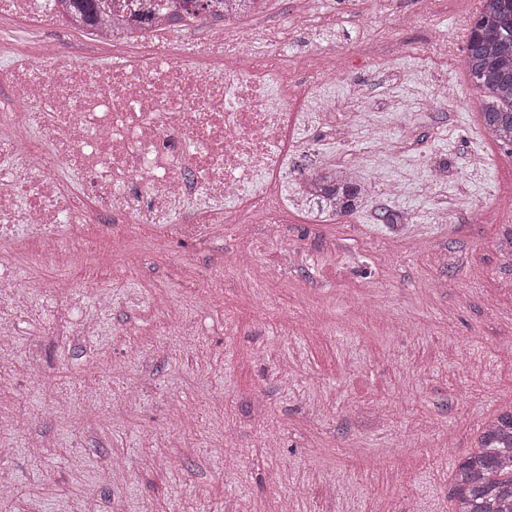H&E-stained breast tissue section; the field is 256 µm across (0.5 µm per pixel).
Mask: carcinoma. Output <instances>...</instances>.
Segmentation results:
<instances>
[{"label": "carcinoma", "mask_w": 512, "mask_h": 512, "mask_svg": "<svg viewBox=\"0 0 512 512\" xmlns=\"http://www.w3.org/2000/svg\"><path fill=\"white\" fill-rule=\"evenodd\" d=\"M481 98V121L492 141L512 146V0H487L473 20L463 59ZM311 181L326 183L323 203L337 215L351 214L366 194L357 175L320 169ZM477 451L450 476L453 512H512V405L483 426Z\"/></svg>", "instance_id": "cac0c4a2"}]
</instances>
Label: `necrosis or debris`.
I'll use <instances>...</instances> for the list:
<instances>
[{
    "mask_svg": "<svg viewBox=\"0 0 512 512\" xmlns=\"http://www.w3.org/2000/svg\"><path fill=\"white\" fill-rule=\"evenodd\" d=\"M266 0H213L190 21L188 0H0V19L36 37L51 24L90 34L83 54L35 50L0 56V362L19 318L42 305L51 329L98 334L70 271L87 250L79 224H145L154 249L232 226L243 241L232 264L252 263L250 242L280 246L292 202L281 183L298 130L315 112L297 104L348 73V57L312 63L282 53L311 27L320 0L264 22Z\"/></svg>",
    "mask_w": 512,
    "mask_h": 512,
    "instance_id": "4bbe7bcc",
    "label": "necrosis or debris"
}]
</instances>
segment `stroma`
<instances>
[{
	"instance_id": "1",
	"label": "stroma",
	"mask_w": 512,
	"mask_h": 512,
	"mask_svg": "<svg viewBox=\"0 0 512 512\" xmlns=\"http://www.w3.org/2000/svg\"><path fill=\"white\" fill-rule=\"evenodd\" d=\"M335 24L316 23L288 44V55L350 48L348 78L325 89L332 106L308 135L324 161L370 167L361 144H342L336 129L394 113L391 177L416 180L447 163L446 183L431 193L394 197L371 176L360 209L328 224L309 206L289 210L284 233L300 247L301 266L278 271V248L254 243L245 269H225L239 240L223 235L174 242L167 254L145 252L137 280L113 289L108 328L112 357L126 376H101L105 402L58 418L42 407L28 374L37 364L48 383L91 375L101 339L71 345L36 323L20 326L15 358L0 368V387L16 395L21 424L14 449L0 456L15 495L0 512H68L87 494L100 512H451L448 476L474 447L485 422L512 401V263L498 241L512 225V148L486 138L480 96L462 58L481 0H391L362 27L342 0H321ZM456 59L440 68L422 59L435 31ZM485 166L472 171L473 159ZM454 204L451 223L433 211ZM414 216L411 234L385 251L383 208ZM493 210L497 221L484 220ZM223 272L216 304H193L202 274ZM164 287L189 313L193 334L165 335L149 284ZM148 346L149 371L124 342ZM263 348L264 358L252 356ZM138 387L133 405L122 396ZM223 393L215 418L207 395ZM49 449L31 458L25 445ZM223 442L224 454L213 446ZM155 456L148 470L95 472L112 454Z\"/></svg>"
}]
</instances>
